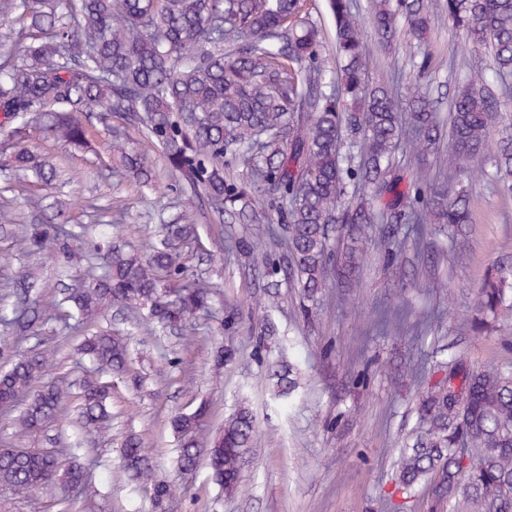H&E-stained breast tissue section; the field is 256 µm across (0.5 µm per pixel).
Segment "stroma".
Here are the masks:
<instances>
[{
    "label": "stroma",
    "mask_w": 512,
    "mask_h": 512,
    "mask_svg": "<svg viewBox=\"0 0 512 512\" xmlns=\"http://www.w3.org/2000/svg\"><path fill=\"white\" fill-rule=\"evenodd\" d=\"M93 145V150L84 151L40 139L35 149L58 156L69 168L87 171L107 156L103 134L94 135ZM471 182L473 245L464 258H449L448 293L426 299L412 288L398 290L390 271L372 255L355 301L343 306L326 302L308 322L298 311L294 289L285 285L280 288L278 309L267 310L265 291L256 286L253 273L209 250L212 239L225 233V225L209 223L169 181H162L158 191L145 193L105 180L80 184V195L88 203L102 205L120 198L124 221L132 226L129 238L139 246L157 241L156 214L164 200L180 199L181 212L197 224L207 249L200 255L184 246L180 253L218 289L209 321L212 337L207 341L189 344L175 336L159 340L134 328L129 317L113 316L114 328L134 335V370L140 381L114 382L112 432L97 443L108 481L101 496L82 512H156L149 493L111 479L119 465L122 440L131 432L142 437L159 474L176 486L166 512H388L381 489L389 483L397 448L414 418L411 395L396 389L387 360L410 341L397 330L369 336L375 307L405 304L417 314L430 304L443 308L449 353L464 355L485 368L512 364V354L504 349L500 336H474L460 329L467 293L500 255L512 253V196L496 192L481 169L472 170ZM229 306L237 309L239 321L224 333L220 324ZM265 317L276 333L264 338L260 323ZM219 346L233 347L237 354L218 366L213 356ZM362 348L372 359L371 382L358 392L344 393L341 385L349 358ZM282 350L298 366L301 383L296 398L284 405L273 400L267 377L268 361ZM184 376L192 377L193 385L182 386ZM204 400L212 405L211 431H218L242 406L249 407L257 421L254 443L230 494L218 493L206 465L188 476L173 468L176 437L169 420L177 413L192 412ZM341 413L350 417L343 428L336 425ZM63 510L58 487L19 494L0 486V512Z\"/></svg>",
    "instance_id": "35a3bbf8"
}]
</instances>
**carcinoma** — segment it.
<instances>
[{"label": "carcinoma", "instance_id": "1", "mask_svg": "<svg viewBox=\"0 0 512 512\" xmlns=\"http://www.w3.org/2000/svg\"><path fill=\"white\" fill-rule=\"evenodd\" d=\"M306 0H0L22 41L0 55V156L17 171H32L23 206L15 187L0 183V223L22 256L54 251L63 272L78 274L72 288H52L23 265L0 277V394L13 406L0 413L16 438L0 445V485L27 493L46 483L62 491L67 512H77L99 482L91 448H28L49 428L77 413L95 438L111 430L114 377L127 374L130 338L103 329L108 310L132 312L165 333L198 340L213 289L196 277L174 246L197 240L182 213L165 225V237L143 254L112 243V220L92 229L72 224L47 196L57 166L38 160L35 139L92 148L94 130L110 138L118 162L108 165L116 184L157 187L155 164L191 192L213 224H246L212 240V247L251 265L262 243L281 252L264 255L263 287L283 280L298 289L303 317L327 292L345 302L361 287L365 245L400 288L435 293L445 255L471 248L470 172L491 168L489 180L512 194V128L490 140L512 103V0H444L440 16L463 35L461 50L484 51L486 67L463 68L449 103L450 126L439 119L429 92L402 91L398 70L373 79L368 41L392 49L401 34L415 44L410 67L435 74L430 51L434 14L429 0H379L366 27L352 0H327L333 21L329 64L321 25ZM149 149L130 146L127 128ZM402 319L383 311L373 334L386 336ZM512 321V256L493 263L471 292L464 327L492 335ZM51 328L49 341L39 331ZM445 332L433 308L413 323L412 344ZM80 338L78 352L91 363L82 379L42 381L61 341ZM366 353L354 358L349 387L367 384ZM398 380L416 385L415 425L400 449L391 489L393 512L421 503L422 512H512V365L475 367L449 359L408 356ZM269 379L277 400H291L297 369L281 359ZM212 414L202 402L170 425L179 440L176 469L207 460L210 480L235 491L256 419L246 407L210 436ZM121 472L150 492L164 512L174 485L159 476L142 440L124 441ZM81 485L72 499L67 487Z\"/></svg>", "mask_w": 512, "mask_h": 512}]
</instances>
